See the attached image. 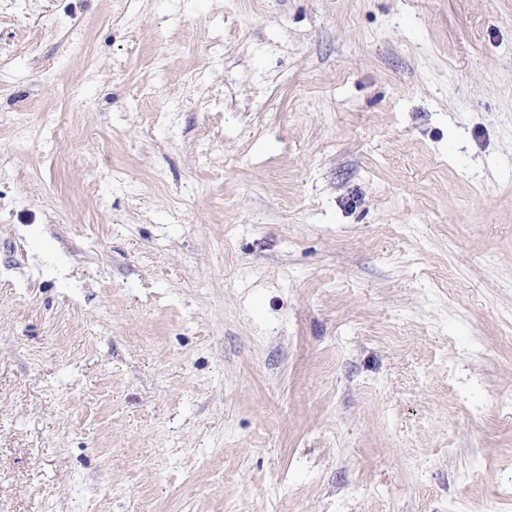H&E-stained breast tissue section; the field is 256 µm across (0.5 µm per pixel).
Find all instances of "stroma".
<instances>
[{
	"label": "stroma",
	"instance_id": "stroma-1",
	"mask_svg": "<svg viewBox=\"0 0 512 512\" xmlns=\"http://www.w3.org/2000/svg\"><path fill=\"white\" fill-rule=\"evenodd\" d=\"M0 512H512V0H0Z\"/></svg>",
	"mask_w": 512,
	"mask_h": 512
}]
</instances>
